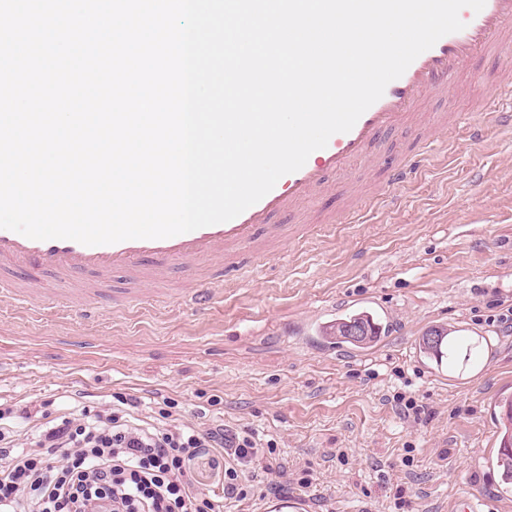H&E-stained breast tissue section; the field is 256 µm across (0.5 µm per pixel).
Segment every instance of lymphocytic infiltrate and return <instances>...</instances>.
Instances as JSON below:
<instances>
[{"instance_id": "1", "label": "lymphocytic infiltrate", "mask_w": 512, "mask_h": 512, "mask_svg": "<svg viewBox=\"0 0 512 512\" xmlns=\"http://www.w3.org/2000/svg\"><path fill=\"white\" fill-rule=\"evenodd\" d=\"M130 399L59 416L0 403V512H222L244 498L245 471L287 488L274 443L223 421L201 427L159 409L135 415ZM225 457L221 491L192 475L205 455Z\"/></svg>"}]
</instances>
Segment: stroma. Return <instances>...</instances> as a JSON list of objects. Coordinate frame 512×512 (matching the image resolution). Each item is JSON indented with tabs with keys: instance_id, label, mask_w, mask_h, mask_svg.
I'll use <instances>...</instances> for the list:
<instances>
[{
	"instance_id": "35a3bbf8",
	"label": "stroma",
	"mask_w": 512,
	"mask_h": 512,
	"mask_svg": "<svg viewBox=\"0 0 512 512\" xmlns=\"http://www.w3.org/2000/svg\"><path fill=\"white\" fill-rule=\"evenodd\" d=\"M313 206L334 226L249 265L199 315L181 305L176 269L145 303L57 316L0 297V401L101 407L114 397L148 415L164 401L185 420L274 440L288 488L248 474L254 492L223 512H512L489 464L499 446L491 402L512 392V135L481 146L466 130L438 142L393 204L349 222L337 200ZM361 307L386 322L365 351H325L320 327ZM445 328L479 343L470 360H424L422 336ZM424 407L404 417L394 396Z\"/></svg>"
}]
</instances>
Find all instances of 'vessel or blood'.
I'll return each instance as SVG.
<instances>
[{
  "label": "vessel or blood",
  "instance_id": "1",
  "mask_svg": "<svg viewBox=\"0 0 512 512\" xmlns=\"http://www.w3.org/2000/svg\"><path fill=\"white\" fill-rule=\"evenodd\" d=\"M463 30L442 37L392 81L346 133L333 135L325 148L314 151L298 171L285 175L259 202L236 218L163 239H129L87 246L72 240H34L0 229V293L19 302H36L57 312H87L98 297L109 293L114 274L129 279L113 298L120 306L143 300V285L164 287L174 265H202L177 292L178 300L196 312L221 302L224 286L242 270V250H257L259 242L275 245L289 237L276 216L298 212L316 197H343L347 182L363 168L375 170L379 186L373 198L386 203L388 190L416 178L428 163L438 138L465 125L458 112L424 113L430 100L444 102L458 95L464 82L480 78L477 57L499 56L512 45V0H486L480 12H460ZM484 121H470L471 141L483 143L490 133L512 130V108L484 100L478 106ZM405 131L412 144L398 162H388L379 147L386 136ZM343 184H335V177ZM53 275L57 286L34 293V279Z\"/></svg>",
  "mask_w": 512,
  "mask_h": 512
}]
</instances>
